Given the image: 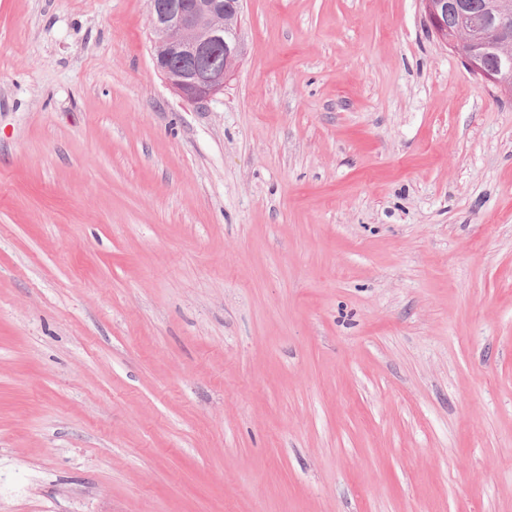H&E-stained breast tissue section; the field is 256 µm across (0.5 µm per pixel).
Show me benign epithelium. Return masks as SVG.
Instances as JSON below:
<instances>
[{
  "mask_svg": "<svg viewBox=\"0 0 512 512\" xmlns=\"http://www.w3.org/2000/svg\"><path fill=\"white\" fill-rule=\"evenodd\" d=\"M153 63L185 100L224 91L242 60L241 0H147ZM432 33L473 75L512 97V0H423ZM224 48V64L212 61Z\"/></svg>",
  "mask_w": 512,
  "mask_h": 512,
  "instance_id": "1",
  "label": "benign epithelium"
}]
</instances>
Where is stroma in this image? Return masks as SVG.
<instances>
[{
  "instance_id": "35a3bbf8",
  "label": "stroma",
  "mask_w": 512,
  "mask_h": 512,
  "mask_svg": "<svg viewBox=\"0 0 512 512\" xmlns=\"http://www.w3.org/2000/svg\"><path fill=\"white\" fill-rule=\"evenodd\" d=\"M0 0V512H512V99L421 0ZM153 63L185 100L199 103L223 92L242 60L241 0H147ZM223 46L224 65L214 63Z\"/></svg>"
}]
</instances>
